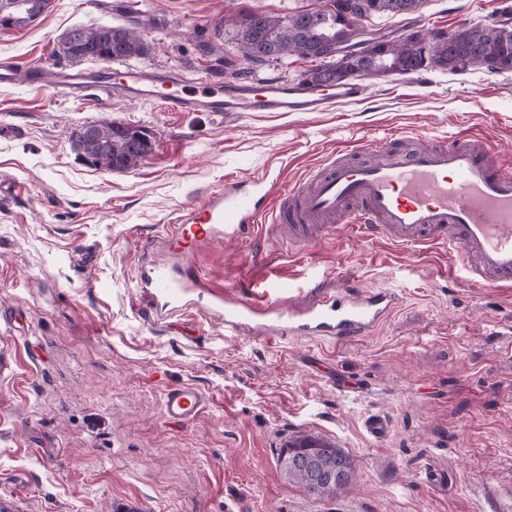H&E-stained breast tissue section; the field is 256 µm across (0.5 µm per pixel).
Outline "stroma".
I'll return each mask as SVG.
<instances>
[{
    "instance_id": "obj_1",
    "label": "stroma",
    "mask_w": 512,
    "mask_h": 512,
    "mask_svg": "<svg viewBox=\"0 0 512 512\" xmlns=\"http://www.w3.org/2000/svg\"><path fill=\"white\" fill-rule=\"evenodd\" d=\"M113 0H51L32 25L0 31L20 77L0 87V507L7 512H499L512 491V295L459 282L444 249L351 237L304 248L270 231L251 246L205 243L191 257L201 293L165 318L136 286L164 225L213 190L265 173L294 179L366 134L422 140L483 127L512 165V74L426 70L368 80L364 102L324 112H171L122 89L63 93L29 83L34 65L96 81L101 62H68L72 27L130 25L152 46L132 68L224 82L217 21L244 6L273 15L318 0H144L129 20ZM488 0H425L404 25L454 31ZM99 121L149 129L137 167L84 162L73 133ZM292 285L304 305L354 287L399 296L373 334L342 343L228 336L211 294L253 297ZM210 403L193 422L161 414L167 386ZM389 423L381 440L362 422ZM308 435L347 450L357 478L321 500L289 482L281 448Z\"/></svg>"
}]
</instances>
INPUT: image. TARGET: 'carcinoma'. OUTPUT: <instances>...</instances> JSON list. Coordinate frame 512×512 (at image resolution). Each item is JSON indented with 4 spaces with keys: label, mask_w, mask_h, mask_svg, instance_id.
Masks as SVG:
<instances>
[{
    "label": "carcinoma",
    "mask_w": 512,
    "mask_h": 512,
    "mask_svg": "<svg viewBox=\"0 0 512 512\" xmlns=\"http://www.w3.org/2000/svg\"><path fill=\"white\" fill-rule=\"evenodd\" d=\"M423 0H334L331 11H299L286 16H272L252 7H243L224 20V30L231 33L246 67L238 68L236 60L226 57L224 65L238 76L252 74L265 65L289 55H297L315 63L305 72L304 82L335 85L357 76L375 77L380 71H393L408 76L431 67L448 73L481 69L491 74L512 73V38H503L492 24H460L456 31L428 33V43L408 37L394 43L388 41L373 47L367 54L346 63L328 57L333 47L352 36L346 20L348 14L363 22L375 17H397L419 10ZM90 50L82 59H96L101 50L112 52V61L124 62L140 58L149 51L141 32L126 26L75 28ZM145 128L105 121L90 124V130L79 133L77 149L82 156L99 155L100 142L112 141V154L104 165H115L121 171L137 166L153 150L152 139L143 134ZM299 458L338 465L343 478L328 487L313 481L294 468ZM279 463L288 480L298 484L308 496L319 499L351 486L356 479V463L345 450L319 438L301 437L281 451Z\"/></svg>",
    "instance_id": "obj_1"
}]
</instances>
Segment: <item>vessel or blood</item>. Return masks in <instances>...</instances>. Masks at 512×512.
<instances>
[{"label":"vessel or blood","mask_w":512,"mask_h":512,"mask_svg":"<svg viewBox=\"0 0 512 512\" xmlns=\"http://www.w3.org/2000/svg\"><path fill=\"white\" fill-rule=\"evenodd\" d=\"M28 77L55 89L78 87L74 72L67 70L36 67ZM116 83L174 112L229 116L323 112L362 101L366 92L358 79L323 87L275 79L225 84L146 69L123 70ZM360 153L376 154L377 159L357 162ZM270 216L275 236L289 244L304 246L334 236L343 223L357 238L381 237L408 248L445 247L449 262L465 271L468 287L512 289V167L504 165L496 145L474 129L408 151L398 150L393 138L363 136L301 181L263 176L250 191L212 192L165 229L168 248L178 254V261L142 260L138 287L151 296L157 310H174L202 280L198 269L181 263V256L204 240L251 242ZM287 292L283 286L276 297L246 300L229 290L216 295L214 305L224 312L225 334L255 323L270 327L274 338L287 334L343 340L373 331L399 302L391 289L371 288L296 309L287 306ZM208 405L204 392L189 384L170 386L162 396L163 415L175 424L193 422Z\"/></svg>","instance_id":"obj_1"}]
</instances>
